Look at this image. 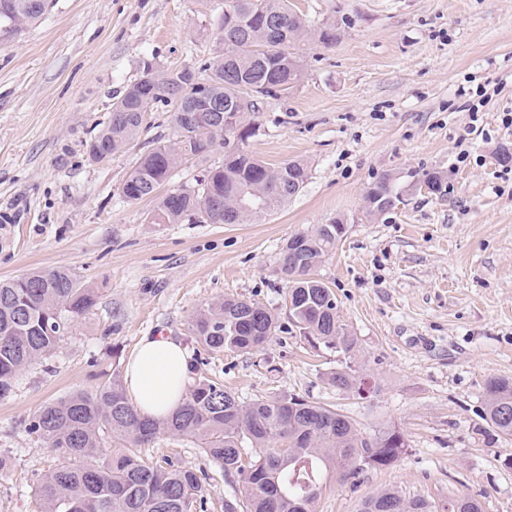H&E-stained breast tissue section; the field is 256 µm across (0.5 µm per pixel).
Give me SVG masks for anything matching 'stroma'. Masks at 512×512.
Listing matches in <instances>:
<instances>
[{"label":"stroma","mask_w":512,"mask_h":512,"mask_svg":"<svg viewBox=\"0 0 512 512\" xmlns=\"http://www.w3.org/2000/svg\"><path fill=\"white\" fill-rule=\"evenodd\" d=\"M290 2L339 35L306 44L301 81L243 115L253 155L308 167L299 196L249 224H155L154 201L122 197L135 162L173 134L163 105L124 152L99 163L86 152L145 65L161 72L219 49L225 0H52L0 45V279L65 268L98 295L0 397V512H40L56 456L29 434L34 412L123 375L153 335L198 355V375L241 402L285 392L336 407L366 439L401 432L396 461L329 476L316 512H358L388 488L437 512L464 496L512 512V437L486 435L481 419L486 381L512 377V163L499 159L512 150V0ZM429 170L444 174L443 193L411 189ZM385 173L404 202L372 218L365 195ZM334 217L348 231L318 274L358 338L354 368L371 392L336 390L335 355L287 324L261 351L199 353L195 313L224 297L280 308L281 247ZM145 454L204 471L207 512L245 498L191 440L163 436Z\"/></svg>","instance_id":"stroma-1"}]
</instances>
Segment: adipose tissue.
Listing matches in <instances>:
<instances>
[{"instance_id": "1", "label": "adipose tissue", "mask_w": 512, "mask_h": 512, "mask_svg": "<svg viewBox=\"0 0 512 512\" xmlns=\"http://www.w3.org/2000/svg\"><path fill=\"white\" fill-rule=\"evenodd\" d=\"M189 372V355L182 344L165 336H146L126 361L123 384L141 415L162 419L181 404Z\"/></svg>"}]
</instances>
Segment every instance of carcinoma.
<instances>
[{"label":"carcinoma","mask_w":512,"mask_h":512,"mask_svg":"<svg viewBox=\"0 0 512 512\" xmlns=\"http://www.w3.org/2000/svg\"><path fill=\"white\" fill-rule=\"evenodd\" d=\"M51 0H0V42L39 20ZM334 22L310 25L289 0H228L221 18L222 48L191 66L164 73L146 72L112 103L107 122L93 141L107 156L121 153L139 135L150 107H171L174 135L141 156L121 187L128 201L156 196L172 172L189 161H203L234 131L225 121L241 115L237 101L252 94L250 111L266 98L288 94L303 76L301 45L336 42ZM248 127L210 164L193 186L166 193L152 214L154 224H245L256 221L304 188L308 168L299 160L272 166L245 149ZM429 192L443 191L444 177L422 173ZM374 187L402 202L395 179L382 175ZM253 207H241V196ZM347 232L338 218L310 232L290 237L279 253V271L287 282L284 303L289 323L316 351L342 356L329 381L339 390L366 389L355 376L352 360L358 338L340 319L333 291L316 278L326 257ZM95 289L82 285L67 269L36 270L0 281V397L12 390L26 367L47 358L70 327L95 305ZM281 328L267 307L226 297L199 310L192 321L195 342L206 352L259 351ZM483 420L488 431L512 437V377H492L485 384ZM28 430L57 457L56 467L41 480V512H204L205 483L196 470L177 467L166 458H147L134 449L163 435L192 440L204 455L234 473L246 501H224V512H314L326 475L353 478L365 465L387 466L405 448L402 434L389 431L372 442L336 410L285 393L243 404L209 378L194 382L181 407L158 421L140 415L120 380L95 393L76 392L40 407ZM131 449L107 448L102 433ZM253 452L243 455L244 441ZM360 512H433L422 498L407 499L385 490L366 499ZM446 512H482L480 502L464 497Z\"/></svg>","instance_id":"1"}]
</instances>
